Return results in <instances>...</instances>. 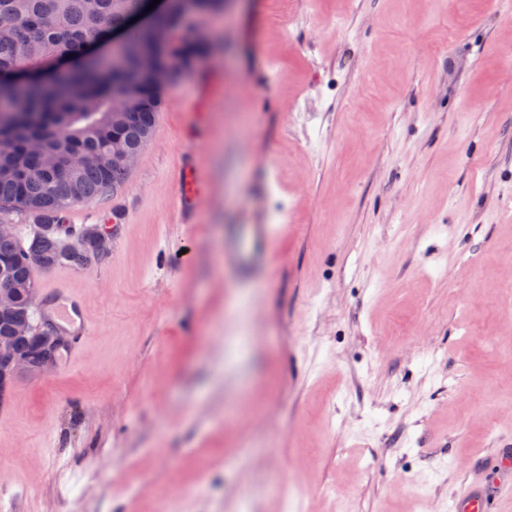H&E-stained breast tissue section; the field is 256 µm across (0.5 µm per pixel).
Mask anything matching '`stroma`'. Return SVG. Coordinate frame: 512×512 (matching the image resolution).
Listing matches in <instances>:
<instances>
[{"label":"stroma","mask_w":512,"mask_h":512,"mask_svg":"<svg viewBox=\"0 0 512 512\" xmlns=\"http://www.w3.org/2000/svg\"><path fill=\"white\" fill-rule=\"evenodd\" d=\"M233 0L127 214L62 279L94 324L0 406V512H451L512 440V0ZM267 271L224 240L258 219Z\"/></svg>","instance_id":"35a3bbf8"}]
</instances>
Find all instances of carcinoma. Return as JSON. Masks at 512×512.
I'll return each instance as SVG.
<instances>
[{"mask_svg":"<svg viewBox=\"0 0 512 512\" xmlns=\"http://www.w3.org/2000/svg\"><path fill=\"white\" fill-rule=\"evenodd\" d=\"M147 0H0V223L21 216L32 224H59L71 207L119 187L126 173L112 167V139L143 150L152 135L161 96L145 62L188 66L205 51L190 38L184 5L150 15L131 32L111 62L88 56V43L128 26ZM178 43L159 46L165 31ZM137 85L138 100L124 93ZM35 248L48 267H86L100 259L93 240L81 241L64 258L58 239L0 236V278L18 286L19 299L34 286L23 250ZM17 353L37 357L33 336L15 340Z\"/></svg>","mask_w":512,"mask_h":512,"instance_id":"obj_1","label":"carcinoma"}]
</instances>
